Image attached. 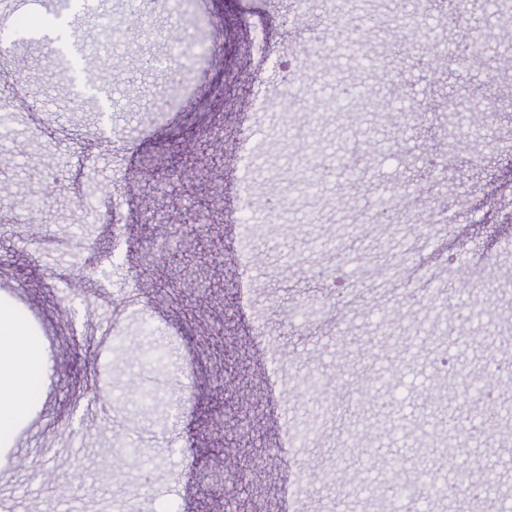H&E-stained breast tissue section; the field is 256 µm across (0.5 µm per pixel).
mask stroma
<instances>
[{
    "label": "stroma",
    "mask_w": 512,
    "mask_h": 512,
    "mask_svg": "<svg viewBox=\"0 0 512 512\" xmlns=\"http://www.w3.org/2000/svg\"><path fill=\"white\" fill-rule=\"evenodd\" d=\"M371 3L392 29L364 19L358 57L336 35L346 0H316L312 40L290 29L296 0H195L185 14L160 0L147 15L140 0H70L58 17L36 7L0 19L8 66L24 74L0 76L17 132L0 176V308L42 339L30 406L0 438V500L12 512L78 501L88 512L104 502L225 512L231 488L240 512H390L384 493L334 478L347 459L379 483L384 452L400 484L430 470L454 478L478 455L505 461L497 495L422 498L416 512L512 505V393L491 421L495 443L470 437L471 391L450 388L438 364L450 358L485 380L512 352V112L500 109L512 99V26L498 23L493 0ZM107 19L113 55L69 34ZM346 85L391 111H360L354 98L337 110ZM260 92L264 112L252 109ZM475 106L497 116L477 136ZM250 130L260 140L245 210L237 177ZM319 162L327 182L300 196ZM175 169L192 173L190 188L157 193ZM51 171L62 181L52 193ZM380 196L383 224L365 208ZM33 197L41 220L13 222ZM89 205L95 219L76 224ZM432 212L443 222L429 223ZM160 223L176 226L177 255L153 247ZM341 224L367 255L349 274L336 249L316 245ZM244 247L257 259L247 270ZM64 275L82 290L63 295ZM97 328L133 347L173 346L170 374L116 362L111 344L93 341ZM486 328L496 340L481 341ZM89 388L110 395L101 418L84 413ZM136 389L165 393L168 420L138 415ZM214 410L223 429L206 423ZM291 426L306 439L291 444ZM127 443L145 464L105 479L112 448ZM21 453L31 460L22 471ZM229 454L246 466L243 485L232 484Z\"/></svg>",
    "instance_id": "obj_1"
}]
</instances>
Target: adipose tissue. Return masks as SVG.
<instances>
[{
    "label": "adipose tissue",
    "instance_id": "adipose-tissue-1",
    "mask_svg": "<svg viewBox=\"0 0 512 512\" xmlns=\"http://www.w3.org/2000/svg\"><path fill=\"white\" fill-rule=\"evenodd\" d=\"M41 360L39 337L29 335L10 312L0 310V436L8 435L30 402Z\"/></svg>",
    "mask_w": 512,
    "mask_h": 512
}]
</instances>
